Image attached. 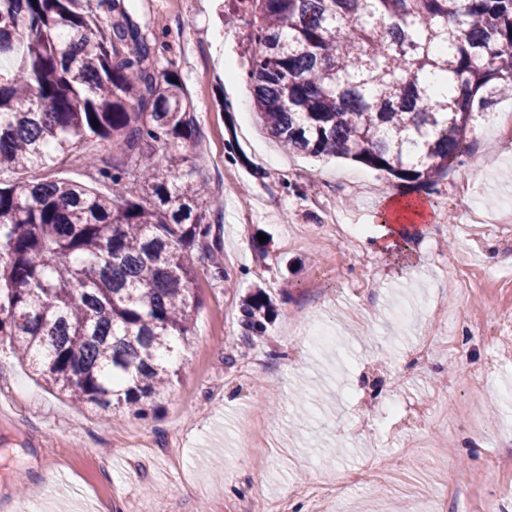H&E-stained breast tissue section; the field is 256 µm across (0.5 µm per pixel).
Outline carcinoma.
<instances>
[{"instance_id":"cac0c4a2","label":"carcinoma","mask_w":512,"mask_h":512,"mask_svg":"<svg viewBox=\"0 0 512 512\" xmlns=\"http://www.w3.org/2000/svg\"><path fill=\"white\" fill-rule=\"evenodd\" d=\"M251 17L246 85L268 134L430 187L475 116L512 92V0H237ZM0 177L89 157L110 191L0 180V340L77 406H161L214 262L216 202L185 149L194 106L125 0H0ZM99 126H94V122ZM112 161L88 156L93 140ZM254 335L274 315L242 305Z\"/></svg>"}]
</instances>
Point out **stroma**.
Here are the masks:
<instances>
[{
  "instance_id": "obj_1",
  "label": "stroma",
  "mask_w": 512,
  "mask_h": 512,
  "mask_svg": "<svg viewBox=\"0 0 512 512\" xmlns=\"http://www.w3.org/2000/svg\"><path fill=\"white\" fill-rule=\"evenodd\" d=\"M234 0H128L193 100L186 149L220 196L224 276L197 266L203 298L180 372L159 410L119 421L73 405L0 343V512H512V235L444 209L472 182L476 210L512 207V142L475 118L465 163L432 188L291 154L263 135L243 86L252 46ZM424 205L429 233L410 265L371 243L390 197ZM343 229L329 233V209ZM362 225L350 236L344 228ZM262 288L277 317L244 343L241 306ZM442 305L454 334L427 363L413 350ZM430 400L425 426L392 404ZM307 408L310 426L294 417Z\"/></svg>"
}]
</instances>
